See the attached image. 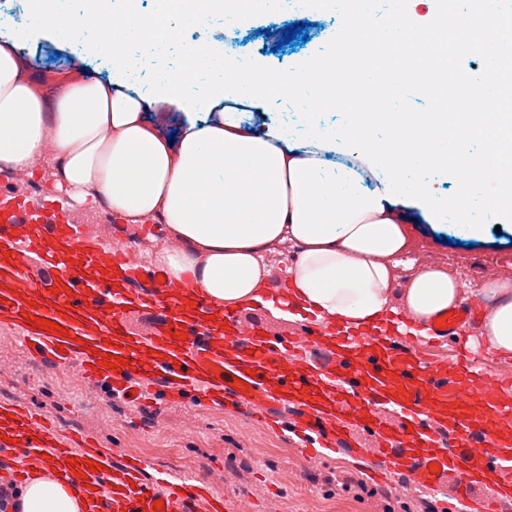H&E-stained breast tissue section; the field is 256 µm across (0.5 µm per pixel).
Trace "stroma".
<instances>
[{
	"label": "stroma",
	"mask_w": 512,
	"mask_h": 512,
	"mask_svg": "<svg viewBox=\"0 0 512 512\" xmlns=\"http://www.w3.org/2000/svg\"><path fill=\"white\" fill-rule=\"evenodd\" d=\"M303 21L310 24L308 41L281 45L286 25ZM168 23L184 31L169 48L168 64H176L184 48L225 44L237 60L286 70L296 58L321 51L339 31L341 17L285 0L279 9L255 13L246 23L207 20L187 29L177 15L169 16ZM18 55L21 62L35 61L30 75L44 83L51 96L60 85L49 81V74L70 78L80 73L103 80L110 75L106 58L79 47H58L40 34ZM404 231L416 269L442 267L473 276V286L461 291L473 304L485 302L486 282L512 280L511 225L488 223L477 236L454 223L408 224ZM0 397L19 401L61 427L96 434L105 445L117 446L120 455L190 472L216 495L248 498L263 512H312L315 503L323 512H449V486L401 493L392 478L383 486L384 496L374 495L370 478L348 457L306 455L296 438L267 431L232 411L203 410L192 415L182 404L168 403L143 412L31 362L8 338L0 339Z\"/></svg>",
	"instance_id": "35a3bbf8"
}]
</instances>
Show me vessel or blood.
<instances>
[{
	"label": "vessel or blood",
	"instance_id": "obj_1",
	"mask_svg": "<svg viewBox=\"0 0 512 512\" xmlns=\"http://www.w3.org/2000/svg\"><path fill=\"white\" fill-rule=\"evenodd\" d=\"M56 322L38 329L34 317ZM0 324L30 360L75 373L90 390L141 403L179 401L248 411L305 445L354 454L374 481L407 486L456 478L455 512H499L512 502V379L469 361H428L415 337L313 318L289 329L236 309L215 312L197 289L145 268L112 226L33 194L27 180L0 182ZM481 333L469 303L437 316V342ZM122 369L104 367L110 356ZM77 469H70L71 459ZM95 471H88V463ZM56 469L86 512H256L206 483L121 457L95 438L49 424L0 399V484ZM478 486L491 489L475 496Z\"/></svg>",
	"mask_w": 512,
	"mask_h": 512
}]
</instances>
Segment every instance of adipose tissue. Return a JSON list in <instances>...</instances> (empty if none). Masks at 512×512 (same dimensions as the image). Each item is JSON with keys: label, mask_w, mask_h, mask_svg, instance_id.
<instances>
[{"label": "adipose tissue", "mask_w": 512, "mask_h": 512, "mask_svg": "<svg viewBox=\"0 0 512 512\" xmlns=\"http://www.w3.org/2000/svg\"><path fill=\"white\" fill-rule=\"evenodd\" d=\"M29 2L31 32L0 46V166L24 176L49 170L73 198L104 203L130 224L160 219L179 246L155 252L153 264L218 307L259 303L288 317L263 288L265 258L284 242L296 250L287 269L292 296L318 318L358 327L401 310L424 335L435 315L458 303L444 269H423L401 288L393 277L406 246L404 211L431 224L464 223L475 207L467 190L451 201L437 195L422 176L425 159L374 143L362 131L365 119L354 116L329 131L308 111L302 134L285 123L254 131L241 104L257 95L255 70L238 66L223 46L178 75L157 67L155 88L144 93L121 51L139 35L136 14L85 0V13L49 20L47 0ZM33 32L66 45L91 35L89 49L108 57L111 77L72 78L47 101L16 53ZM156 103L184 114L174 135L159 129L165 114L148 120ZM330 152L356 157L361 170L327 160ZM483 292L492 303L482 338L512 357V281L487 282ZM14 508L81 512V502L41 472L27 479Z\"/></svg>", "instance_id": "obj_1"}]
</instances>
